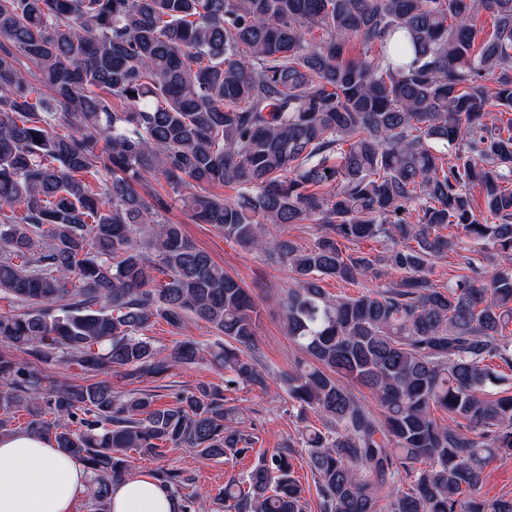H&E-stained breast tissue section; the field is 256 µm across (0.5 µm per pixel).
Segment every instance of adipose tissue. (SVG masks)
Returning a JSON list of instances; mask_svg holds the SVG:
<instances>
[{
	"instance_id": "obj_1",
	"label": "adipose tissue",
	"mask_w": 512,
	"mask_h": 512,
	"mask_svg": "<svg viewBox=\"0 0 512 512\" xmlns=\"http://www.w3.org/2000/svg\"><path fill=\"white\" fill-rule=\"evenodd\" d=\"M91 477L83 462L48 439L27 433L0 437V512H75ZM110 512H175L168 488L149 473L113 483Z\"/></svg>"
}]
</instances>
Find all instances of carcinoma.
I'll list each match as a JSON object with an SVG mask.
<instances>
[{"mask_svg":"<svg viewBox=\"0 0 512 512\" xmlns=\"http://www.w3.org/2000/svg\"><path fill=\"white\" fill-rule=\"evenodd\" d=\"M483 12L495 28L479 42ZM509 112L512 0H0V294L22 309L0 312V341L86 374L162 377L202 348L163 352L145 332L193 318L224 337L211 356L226 383L265 387L258 304L162 221L161 194L140 193L162 179L196 223L293 274L279 315L307 359L283 383L326 419L301 441L322 512H512L482 493L485 467L512 460V393L497 391L512 271L461 254L466 238L512 255ZM216 183L241 193H181ZM305 223L328 232L310 247L270 235ZM378 240L381 253L360 247ZM449 252L464 273L441 285L432 261ZM390 275L356 296L321 285ZM172 398L50 385L0 354V436L25 409L28 433L92 474L91 512H109L131 450L251 448L223 389ZM292 456L229 480L224 512H304ZM157 477L196 512L180 473Z\"/></svg>","mask_w":512,"mask_h":512,"instance_id":"obj_1","label":"carcinoma"}]
</instances>
